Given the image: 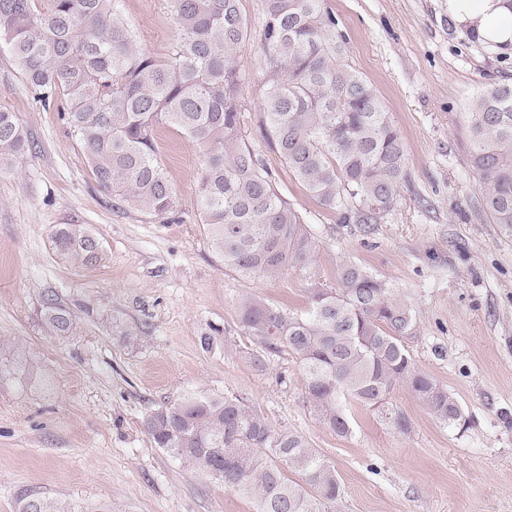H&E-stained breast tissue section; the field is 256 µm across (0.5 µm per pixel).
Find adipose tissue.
I'll return each instance as SVG.
<instances>
[{
    "label": "adipose tissue",
    "mask_w": 512,
    "mask_h": 512,
    "mask_svg": "<svg viewBox=\"0 0 512 512\" xmlns=\"http://www.w3.org/2000/svg\"><path fill=\"white\" fill-rule=\"evenodd\" d=\"M448 10L486 42L512 44V7L507 0H448Z\"/></svg>",
    "instance_id": "adipose-tissue-1"
}]
</instances>
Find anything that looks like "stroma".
<instances>
[{"label":"stroma","instance_id":"stroma-1","mask_svg":"<svg viewBox=\"0 0 512 512\" xmlns=\"http://www.w3.org/2000/svg\"><path fill=\"white\" fill-rule=\"evenodd\" d=\"M348 38L346 58L397 127L407 177L375 231L339 223L289 177L267 143L263 0H241L251 30L240 52L248 135L319 243L324 282L365 267L414 309L408 343L420 371L458 401L464 424L435 420L405 387L385 414L352 405L336 435L305 400L288 353H261L237 320L241 298L292 309L295 271L249 278L224 269L203 234L196 198L202 150L161 129L175 189L171 213L115 205L94 182L56 107L34 93L0 48V107L16 112L32 151L0 170V512L25 493L102 502L111 512H255L253 501L157 448L141 421L187 392L247 398L273 429L305 436L334 466V512H512V235L474 209L464 112L488 82L512 83V46L479 40L448 0H325ZM151 54L178 38L167 0H119ZM60 224L103 247L89 264L53 248ZM54 295L68 331L43 320ZM263 367H255L254 355Z\"/></svg>","mask_w":512,"mask_h":512}]
</instances>
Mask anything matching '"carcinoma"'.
I'll use <instances>...</instances> for the list:
<instances>
[{
	"instance_id": "cac0c4a2",
	"label": "carcinoma",
	"mask_w": 512,
	"mask_h": 512,
	"mask_svg": "<svg viewBox=\"0 0 512 512\" xmlns=\"http://www.w3.org/2000/svg\"><path fill=\"white\" fill-rule=\"evenodd\" d=\"M269 142L288 172L342 224L373 231L395 207L407 156L385 106L345 57L346 35L324 0H263ZM179 38L164 57L138 46L117 0H0V42L37 100L59 99L102 192L154 215L170 211L174 188L160 161L163 126L203 148L196 207L224 268L271 278L293 268L306 309L261 298L238 302L244 333L269 354L301 367L306 400L339 436L347 405L382 408L402 384L437 420H464L457 400L418 371L407 342L419 334L413 309L384 281L345 264L321 281L318 241L280 193L248 139L239 49L250 37L241 0H170ZM468 164L478 212L512 233V83H490L465 112ZM31 150L16 113L0 107V166ZM67 259L98 258L100 241L78 224L51 235ZM45 322L64 332L72 315L44 298ZM155 445L192 470L256 503V512H332L336 471L301 434L276 431L240 396L188 393L147 413ZM16 512H109L23 494Z\"/></svg>"
}]
</instances>
